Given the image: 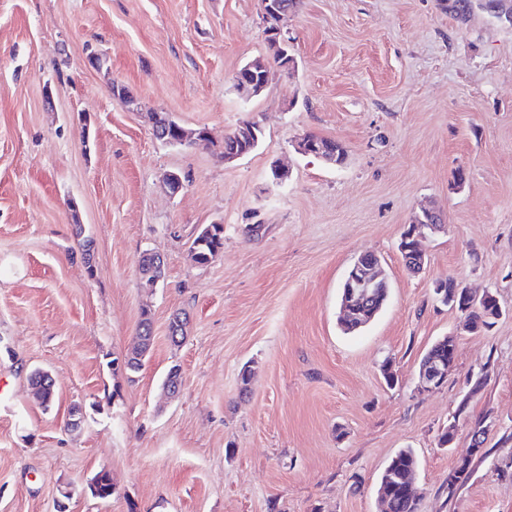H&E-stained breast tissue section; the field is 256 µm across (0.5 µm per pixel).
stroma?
Here are the masks:
<instances>
[{
  "label": "stroma",
  "mask_w": 512,
  "mask_h": 512,
  "mask_svg": "<svg viewBox=\"0 0 512 512\" xmlns=\"http://www.w3.org/2000/svg\"><path fill=\"white\" fill-rule=\"evenodd\" d=\"M454 2L297 0L285 69L261 0H0V512L60 500L66 512H383L378 480L402 448L418 458V512H512V18ZM256 59L269 81L245 99L234 76ZM152 112L207 128L208 146L157 140ZM245 122L261 143L225 162L224 135ZM308 133L341 142L344 162L298 154ZM429 203L445 227L422 240L412 274L398 244ZM209 224L223 225L224 250L200 265L190 246ZM148 252L164 260L152 289ZM365 252L390 296L347 334L340 288ZM449 278L496 296L489 331L437 300ZM145 311L148 357L134 376L113 372ZM177 311L190 318L178 346ZM445 336L455 368L420 391V361ZM37 368L55 381L48 409L31 395ZM465 459L470 475L449 493ZM103 470L106 500L90 491Z\"/></svg>",
  "instance_id": "35a3bbf8"
}]
</instances>
